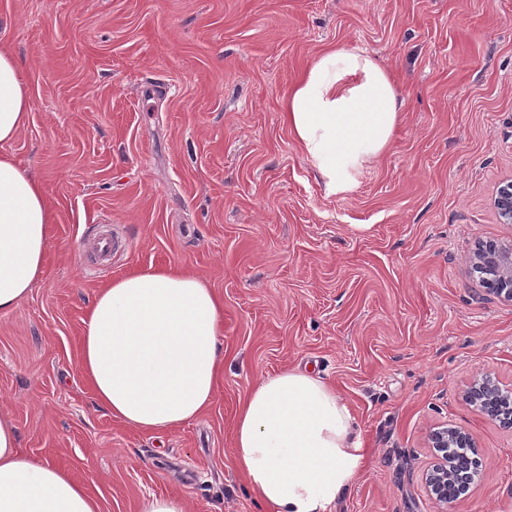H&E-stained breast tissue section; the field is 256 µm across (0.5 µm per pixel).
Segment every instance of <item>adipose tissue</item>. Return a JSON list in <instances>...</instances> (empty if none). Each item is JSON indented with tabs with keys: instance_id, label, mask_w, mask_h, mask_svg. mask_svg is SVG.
<instances>
[{
	"instance_id": "ef3b65f1",
	"label": "adipose tissue",
	"mask_w": 512,
	"mask_h": 512,
	"mask_svg": "<svg viewBox=\"0 0 512 512\" xmlns=\"http://www.w3.org/2000/svg\"><path fill=\"white\" fill-rule=\"evenodd\" d=\"M401 106L373 55L331 48L289 90L283 120L337 194L385 152ZM30 108L21 61L0 49V311L40 278L56 221L41 185L1 151ZM223 313L212 288L175 267L113 280L92 303L81 338L80 371L97 403L143 432L195 419L214 400L224 365ZM364 462L347 403L317 373L262 378L237 413L234 465L271 512H333ZM0 512H101V505L69 470L22 452L16 427L0 419Z\"/></svg>"
}]
</instances>
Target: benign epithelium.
<instances>
[{
  "label": "benign epithelium",
  "mask_w": 512,
  "mask_h": 512,
  "mask_svg": "<svg viewBox=\"0 0 512 512\" xmlns=\"http://www.w3.org/2000/svg\"><path fill=\"white\" fill-rule=\"evenodd\" d=\"M496 209L503 223H512V182L500 191ZM474 260L477 267L490 271L491 291L512 304V239L479 242ZM469 397L483 414L512 429V389L504 390L486 380L473 386ZM472 446V435L459 429L446 428L432 436L437 455L425 473V487L443 510L468 496L477 474L472 465L448 457V449Z\"/></svg>",
  "instance_id": "1"
}]
</instances>
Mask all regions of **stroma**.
<instances>
[{"mask_svg": "<svg viewBox=\"0 0 512 512\" xmlns=\"http://www.w3.org/2000/svg\"><path fill=\"white\" fill-rule=\"evenodd\" d=\"M331 46L378 57L404 100L390 146L330 194L282 121ZM29 121L6 152L57 215L43 273L0 311V417L27 454L84 480L102 512L147 495L189 512H269L233 466L238 405L261 378L319 372L367 450L334 512H512V430L465 398L512 387V304L478 241L512 239V0H0ZM124 244L100 264L87 244ZM178 266L224 302L211 406L165 432L100 407L80 369L86 312L125 273ZM469 432L468 498L428 496V437Z\"/></svg>", "mask_w": 512, "mask_h": 512, "instance_id": "stroma-1", "label": "stroma"}]
</instances>
